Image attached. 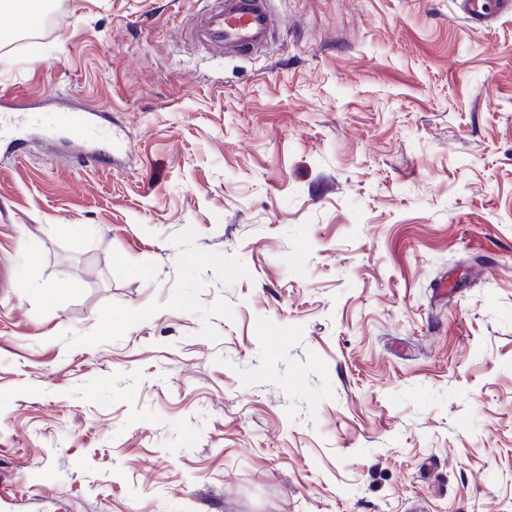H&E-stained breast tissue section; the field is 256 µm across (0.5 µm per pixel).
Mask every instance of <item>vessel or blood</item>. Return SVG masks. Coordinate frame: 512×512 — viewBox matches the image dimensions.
Listing matches in <instances>:
<instances>
[{
    "instance_id": "vessel-or-blood-1",
    "label": "vessel or blood",
    "mask_w": 512,
    "mask_h": 512,
    "mask_svg": "<svg viewBox=\"0 0 512 512\" xmlns=\"http://www.w3.org/2000/svg\"><path fill=\"white\" fill-rule=\"evenodd\" d=\"M199 12L193 32L212 48L238 53L269 48L273 38L274 19L269 0H206ZM457 7L472 31L479 32L494 24L500 16L512 13V0H457ZM23 106L0 102V142L17 144L26 133ZM108 114L86 106L62 107L61 127L67 132L73 157L82 163L112 166L122 149L119 138L108 137L91 143L85 138L87 129L107 119Z\"/></svg>"
}]
</instances>
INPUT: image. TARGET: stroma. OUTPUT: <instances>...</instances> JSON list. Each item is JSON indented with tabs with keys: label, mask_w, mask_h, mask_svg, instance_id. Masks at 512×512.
<instances>
[{
	"label": "stroma",
	"mask_w": 512,
	"mask_h": 512,
	"mask_svg": "<svg viewBox=\"0 0 512 512\" xmlns=\"http://www.w3.org/2000/svg\"><path fill=\"white\" fill-rule=\"evenodd\" d=\"M55 0L0 94L109 110L112 168L0 147V512H512V16ZM269 1L201 0L208 5L199 12L192 33L225 53L267 50L274 27Z\"/></svg>",
	"instance_id": "35a3bbf8"
}]
</instances>
